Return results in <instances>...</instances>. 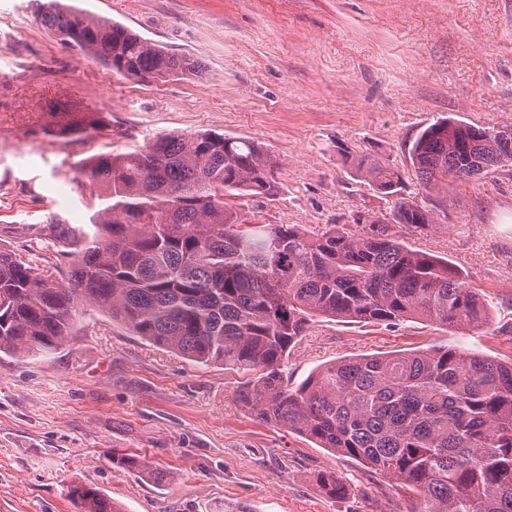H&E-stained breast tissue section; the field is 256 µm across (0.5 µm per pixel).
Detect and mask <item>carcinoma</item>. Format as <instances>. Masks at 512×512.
<instances>
[{"label":"carcinoma","mask_w":512,"mask_h":512,"mask_svg":"<svg viewBox=\"0 0 512 512\" xmlns=\"http://www.w3.org/2000/svg\"><path fill=\"white\" fill-rule=\"evenodd\" d=\"M43 25L80 54L127 78L198 74L127 26L60 0L40 4ZM86 112L60 127H94ZM423 187L448 189L465 168L512 161V125L452 120L427 126L410 149ZM275 162L245 138L173 134L126 153L100 154L79 174L104 207L91 234L51 219L69 282L0 249V352H52L71 333L78 302L98 305L135 335L202 364L256 371L240 394L257 418L397 477L425 512H512V360L453 349L366 355L321 368L301 386L280 362L315 317L395 325L417 317L479 329L485 303L460 271L409 247L402 228L434 222L402 193L403 176L377 162L357 171L390 200L381 217L331 224H251L224 195H268ZM82 512H118L100 491L70 489Z\"/></svg>","instance_id":"1"}]
</instances>
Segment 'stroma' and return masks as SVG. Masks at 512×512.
Returning a JSON list of instances; mask_svg holds the SVG:
<instances>
[{
  "label": "stroma",
  "mask_w": 512,
  "mask_h": 512,
  "mask_svg": "<svg viewBox=\"0 0 512 512\" xmlns=\"http://www.w3.org/2000/svg\"><path fill=\"white\" fill-rule=\"evenodd\" d=\"M67 2L204 70L126 78L50 33L40 0H0V248L67 272L50 217L86 229L102 206L79 163L170 133L264 144L276 163L273 192L229 205L251 221L314 233L389 213L355 175L369 158L401 171L405 197L433 213L425 229L404 231L405 243L460 269L489 323L317 318L281 363L285 383L397 351L512 359V166L436 194L409 156L441 120L512 124V0ZM75 111L98 125L60 135ZM254 379L177 355L80 304L52 353L0 352V512H79L68 495L76 484L102 490L122 512H423L422 496L396 478L259 421L239 398ZM132 454L152 473L123 465ZM322 473L339 476L348 496L325 494Z\"/></svg>",
  "instance_id": "stroma-1"
}]
</instances>
